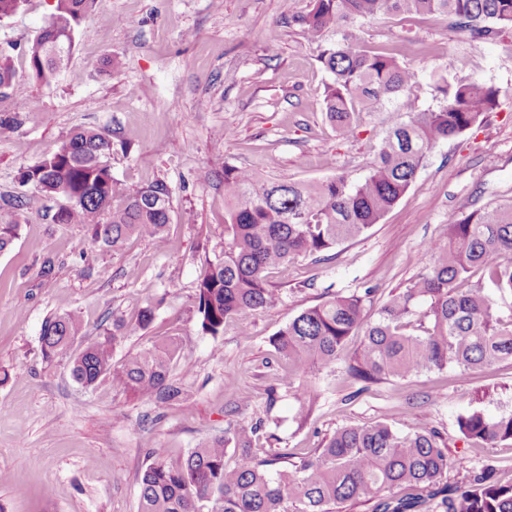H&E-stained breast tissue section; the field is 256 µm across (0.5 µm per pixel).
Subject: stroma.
Here are the masks:
<instances>
[{"label":"stroma","instance_id":"stroma-1","mask_svg":"<svg viewBox=\"0 0 512 512\" xmlns=\"http://www.w3.org/2000/svg\"><path fill=\"white\" fill-rule=\"evenodd\" d=\"M308 0H95L67 67L51 85L30 81L37 101L14 136L0 138V198L22 194L20 167L39 163L70 132L106 130L109 164L131 187L156 179L172 190L169 248L130 239L119 253L92 246L81 224H58V204L20 213V235L0 254V512H137L148 452L184 455L227 423L264 421L278 447L316 448L337 429L402 411L405 432L436 430L449 457L494 459L512 480V442L479 448L457 418L480 406L512 411V361L466 374L430 371L355 393L343 369L319 374V402L306 424L294 415L297 379L269 339L303 309L334 294L365 295L375 320L392 292L428 266L427 241H444L458 203L512 200V34L473 42L436 14L359 21L368 46L401 52L426 78H476L499 89L498 107L464 134L436 146L410 189L379 224L336 246L320 263L298 258L273 270L282 300L231 319L224 334H203L195 287L224 247V168L232 165L286 182L364 175L385 135V113H356L351 132L334 130L322 110L327 73L319 49L296 23ZM56 0H26L0 17V47L13 46L19 76L27 44L48 26ZM121 62L112 70L110 57ZM155 306L154 322L135 326ZM80 311L91 339L121 317L132 331L122 362L173 336L184 353L174 380L179 398L133 399L110 383L85 389L63 361H46L48 317ZM274 404H267V397Z\"/></svg>","mask_w":512,"mask_h":512}]
</instances>
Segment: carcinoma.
Listing matches in <instances>:
<instances>
[{"label":"carcinoma","mask_w":512,"mask_h":512,"mask_svg":"<svg viewBox=\"0 0 512 512\" xmlns=\"http://www.w3.org/2000/svg\"><path fill=\"white\" fill-rule=\"evenodd\" d=\"M94 0H56L48 30L66 45L53 52L44 35L26 48L29 76L48 84L65 68L78 29ZM299 16L306 38L321 51L318 62L329 74L323 111L336 131L351 129L363 107L389 112L390 121L367 173L358 180L340 173L316 184L261 178L224 166V249L207 263L195 289L202 333L224 335L227 320L262 312L281 302L268 280L271 271L297 257L328 259L327 253L380 223L412 185L427 154L457 137L494 110L500 91L480 80L451 79L444 70L429 75L439 106L399 112L390 107L411 100L416 72L396 54L364 46L347 27L358 19L438 14L454 31L488 41L512 31V0H311ZM0 98L14 102L0 115V138L21 127L25 107L22 85L11 56L0 50ZM112 140L100 129L67 135L40 163L18 170V182L30 196L3 200L13 213L41 198L60 199L55 216L61 224H84L90 243L119 252L131 236L168 247L165 228L172 211V191L162 179L130 188L112 175L108 159ZM463 218L448 225V242H431L427 271L380 308L378 319L365 320L364 295H333L302 310L271 339L288 370L301 377L331 368L342 359L355 332L363 334L347 360L346 373L369 385L404 379L425 371L461 372L512 361V313L500 315L497 300L512 299V203L476 207L469 200ZM21 224L0 222V253L18 238ZM484 283L461 285L474 272ZM77 312L48 318L42 347L48 359L67 361L72 378L84 388L109 381L112 389L141 398L171 401L181 394L173 367L182 345L176 339L153 344L123 363L113 353L126 326L112 320L78 352L83 337ZM318 398L312 383L302 386L295 419L307 421ZM459 432L484 447L512 441V411L496 418L473 408L457 419ZM262 423H230L224 434L170 458L165 448L151 449V462L140 476L137 512H336L360 502L370 512H512V481L496 478L494 461L479 466L452 460L438 433H404L392 417L370 425L345 426L322 446L300 455L287 448L254 442ZM464 471L462 480L446 482L448 471Z\"/></svg>","instance_id":"1"}]
</instances>
